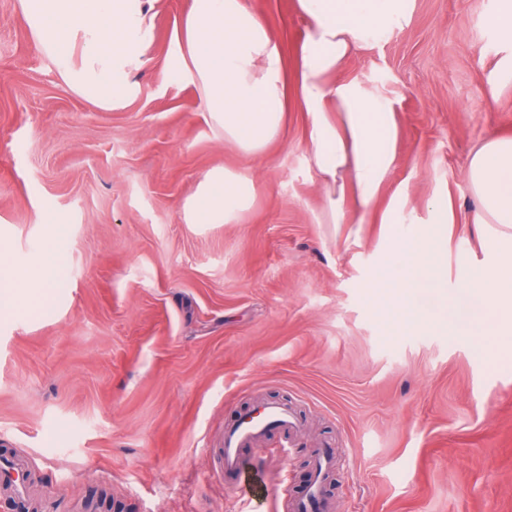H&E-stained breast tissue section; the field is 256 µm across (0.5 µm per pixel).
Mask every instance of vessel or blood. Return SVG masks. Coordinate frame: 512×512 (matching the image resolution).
<instances>
[{
    "instance_id": "b4317fda",
    "label": "vessel or blood",
    "mask_w": 512,
    "mask_h": 512,
    "mask_svg": "<svg viewBox=\"0 0 512 512\" xmlns=\"http://www.w3.org/2000/svg\"><path fill=\"white\" fill-rule=\"evenodd\" d=\"M302 426L300 416L291 407L277 402L262 403L240 414L235 422L225 426L221 446L215 451V461L225 484L242 487L256 479L255 474L244 467L242 449L253 447L269 431L290 437ZM335 467V449H319L312 460L313 479L309 491L295 502L294 512H317L323 479Z\"/></svg>"
}]
</instances>
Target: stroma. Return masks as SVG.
I'll return each mask as SVG.
<instances>
[{
  "mask_svg": "<svg viewBox=\"0 0 512 512\" xmlns=\"http://www.w3.org/2000/svg\"><path fill=\"white\" fill-rule=\"evenodd\" d=\"M288 61L281 136L247 157L170 79L191 0H153L154 34L118 110L78 97L0 0V253L29 288L32 256L62 225L48 298L0 312V455L22 460L38 512H287L332 444L329 512H512V358L471 335L459 266L492 259L474 229L473 149L512 135V53L489 24L498 0H416L411 24L351 55L339 75L396 112L397 160L359 224H334L310 161L294 0H246ZM390 85H373L374 75ZM215 167L252 174L235 224H189L184 204ZM431 225L440 275L403 299L381 219ZM262 401L304 421L242 451L260 489L225 487L213 462L226 424Z\"/></svg>",
  "mask_w": 512,
  "mask_h": 512,
  "instance_id": "1",
  "label": "stroma"
}]
</instances>
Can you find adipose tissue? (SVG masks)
Instances as JSON below:
<instances>
[{"label": "adipose tissue", "mask_w": 512, "mask_h": 512, "mask_svg": "<svg viewBox=\"0 0 512 512\" xmlns=\"http://www.w3.org/2000/svg\"><path fill=\"white\" fill-rule=\"evenodd\" d=\"M150 0H18L40 51L58 77L94 105L114 110L132 99L131 73L153 35ZM415 0H296L309 28L301 46L298 84L310 117V157L334 223L350 210L367 212L396 160L391 101L354 80L331 82L352 52L407 28ZM177 48L173 77H189L212 125L242 154L256 156L278 139L287 110L284 54L245 0H192ZM467 182L475 221L496 254L490 265L464 268L463 287L475 292L479 321L512 339V136L483 141L472 152ZM254 178L210 170L184 206L189 224H233L255 198ZM425 229L395 236L399 287L419 285L433 258Z\"/></svg>", "instance_id": "adipose-tissue-1"}]
</instances>
